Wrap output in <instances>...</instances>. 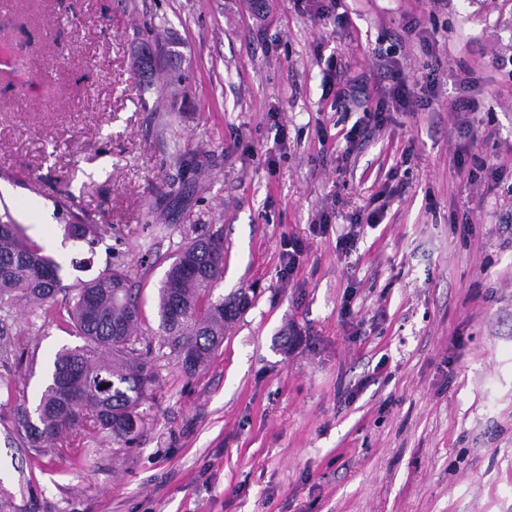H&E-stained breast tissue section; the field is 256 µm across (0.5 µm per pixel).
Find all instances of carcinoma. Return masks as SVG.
<instances>
[{"label":"carcinoma","instance_id":"1","mask_svg":"<svg viewBox=\"0 0 512 512\" xmlns=\"http://www.w3.org/2000/svg\"><path fill=\"white\" fill-rule=\"evenodd\" d=\"M76 239L91 242L112 236L110 224L68 225ZM134 269L116 264L75 286L62 283L59 265L26 237L8 210L0 213V336H9L10 312L27 305L44 323L83 344L64 348L39 403L31 409L17 402L11 387L0 408L9 410L18 435L36 448L64 439L80 411L94 412V426L117 441H135L139 407L157 381L151 349L137 348L142 324ZM224 279V238L208 234L178 248L158 287L159 345L169 351L187 376L206 368L224 344V326L251 300L244 292L214 296Z\"/></svg>","mask_w":512,"mask_h":512}]
</instances>
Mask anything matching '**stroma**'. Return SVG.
<instances>
[{
    "instance_id": "obj_1",
    "label": "stroma",
    "mask_w": 512,
    "mask_h": 512,
    "mask_svg": "<svg viewBox=\"0 0 512 512\" xmlns=\"http://www.w3.org/2000/svg\"><path fill=\"white\" fill-rule=\"evenodd\" d=\"M0 42V206L64 283L137 268L152 341L170 257L218 229L215 292L252 300L195 376L156 358L132 446L86 425L38 450L0 412L6 512H512V0H0ZM330 59L366 107L397 63L409 108L369 125ZM64 185L111 237H67ZM10 324L0 383L33 403L80 340Z\"/></svg>"
}]
</instances>
